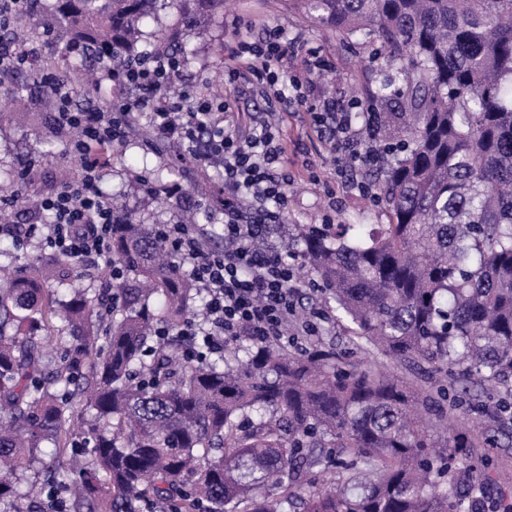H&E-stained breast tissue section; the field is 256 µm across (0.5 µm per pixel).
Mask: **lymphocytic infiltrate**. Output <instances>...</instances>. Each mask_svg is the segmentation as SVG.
<instances>
[{
  "label": "lymphocytic infiltrate",
  "mask_w": 512,
  "mask_h": 512,
  "mask_svg": "<svg viewBox=\"0 0 512 512\" xmlns=\"http://www.w3.org/2000/svg\"><path fill=\"white\" fill-rule=\"evenodd\" d=\"M289 50L286 30L264 26L260 38L245 36L229 46V75L252 74L276 99H284L286 89L302 87L283 68ZM182 70V59L169 55H153L146 63L116 72L103 70L100 81L134 88L137 94L117 97L98 112L76 108L70 85L46 74L56 99L55 118L71 132L66 148L78 166L66 185L35 202L39 213L50 215V223L9 224L6 232L18 243L39 239L88 269L109 264L114 279H122L123 268L112 261V199L99 188L110 150L124 144L129 120L135 116L145 117L154 130L191 155L203 134L206 159L224 172V237L232 247H212L196 224L157 225L168 253L187 267L195 287L208 297L203 320H188L180 335L201 339L202 349L211 353L241 338L284 343L291 337L315 335L317 324L297 320L294 264L278 246H257L268 225L281 223L288 205L286 147L279 125L266 123L241 132L232 101L208 94L199 83L172 95ZM312 125L332 150L340 152L344 170L372 162L361 140L376 139L374 122H367L365 130L353 129L349 113L327 101L322 111L313 113Z\"/></svg>",
  "instance_id": "obj_1"
}]
</instances>
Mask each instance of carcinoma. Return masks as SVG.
<instances>
[{"label":"carcinoma","mask_w":512,"mask_h":512,"mask_svg":"<svg viewBox=\"0 0 512 512\" xmlns=\"http://www.w3.org/2000/svg\"><path fill=\"white\" fill-rule=\"evenodd\" d=\"M18 16L8 42L39 31L59 56L28 79L0 83V97H28L52 114L43 71L73 79L88 99L96 66L118 68L139 52L143 19L172 3L186 28L223 0H51ZM339 34L374 37L399 63L402 82L381 84L378 129L396 156L375 178L390 223L299 229L305 264L365 341L408 375L360 367L317 340L283 347L256 342L216 358H187L176 330L196 309L190 276L152 225L117 208L112 259L133 274L104 294L76 284L69 259L12 273L0 250V512H42L44 496L68 490L65 512H459L469 487L473 434L448 425L461 411L512 416L483 398L512 396V0H288ZM64 130L42 135L37 156L55 154ZM140 186L183 212L157 182ZM0 196L23 204L18 171L0 163ZM65 287L55 302L45 288ZM68 329L65 365L42 379L53 357L50 319ZM105 339L106 351L96 349ZM85 401L92 462L60 464L72 398ZM55 448L40 457L42 443ZM39 464L42 483L20 486ZM336 471V483L317 475Z\"/></svg>","instance_id":"carcinoma-1"}]
</instances>
